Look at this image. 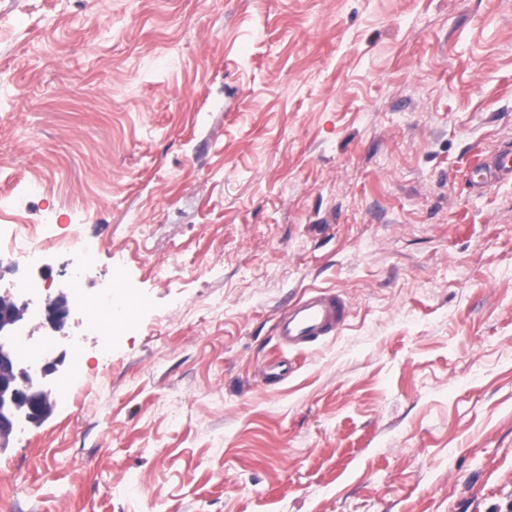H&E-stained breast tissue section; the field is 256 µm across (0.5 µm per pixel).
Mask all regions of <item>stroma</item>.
Wrapping results in <instances>:
<instances>
[{"label":"stroma","mask_w":512,"mask_h":512,"mask_svg":"<svg viewBox=\"0 0 512 512\" xmlns=\"http://www.w3.org/2000/svg\"><path fill=\"white\" fill-rule=\"evenodd\" d=\"M506 142L512 0H0V225L136 314L70 322L9 512H505ZM313 289L346 324L282 346ZM473 186L482 187L489 180L512 179V146L505 145L485 158L474 170Z\"/></svg>","instance_id":"stroma-1"}]
</instances>
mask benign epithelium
<instances>
[{
	"instance_id": "benign-epithelium-1",
	"label": "benign epithelium",
	"mask_w": 512,
	"mask_h": 512,
	"mask_svg": "<svg viewBox=\"0 0 512 512\" xmlns=\"http://www.w3.org/2000/svg\"><path fill=\"white\" fill-rule=\"evenodd\" d=\"M7 307L0 311V434L14 433L21 421L39 422L46 418L44 410L49 399L44 379L57 369V363L47 362L40 367L38 377L19 364L13 353L16 327L24 319L30 300L20 294L5 292L0 296ZM45 321L55 331L61 330L68 311L56 297L45 303Z\"/></svg>"
}]
</instances>
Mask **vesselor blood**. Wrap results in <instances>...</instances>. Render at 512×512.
Returning a JSON list of instances; mask_svg holds the SVG:
<instances>
[{"label": "vessel or blood", "mask_w": 512, "mask_h": 512, "mask_svg": "<svg viewBox=\"0 0 512 512\" xmlns=\"http://www.w3.org/2000/svg\"><path fill=\"white\" fill-rule=\"evenodd\" d=\"M474 174L479 187L491 180L512 179V146L498 148L482 161ZM347 317L348 309L339 296L315 290L288 304L279 319V338L285 346H301L336 334Z\"/></svg>", "instance_id": "vessel-or-blood-1"}]
</instances>
